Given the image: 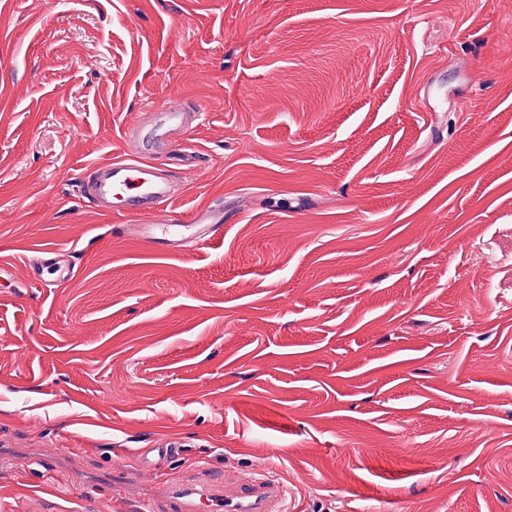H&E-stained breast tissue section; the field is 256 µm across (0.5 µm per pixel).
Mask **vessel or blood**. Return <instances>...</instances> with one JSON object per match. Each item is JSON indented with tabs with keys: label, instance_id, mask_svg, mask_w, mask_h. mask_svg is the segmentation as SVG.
I'll return each instance as SVG.
<instances>
[{
	"label": "vessel or blood",
	"instance_id": "vessel-or-blood-1",
	"mask_svg": "<svg viewBox=\"0 0 512 512\" xmlns=\"http://www.w3.org/2000/svg\"><path fill=\"white\" fill-rule=\"evenodd\" d=\"M159 112L162 119L148 134L158 153L172 148L174 133L183 129L188 121L187 113L173 107H160ZM95 170V177L87 185L89 195L104 207L112 208L114 214L150 216V223L139 227L146 240L156 242L157 232L165 233L178 226L179 221L174 216L156 214L160 205L175 197L171 179L158 165L133 156L96 165ZM223 228V211L204 207L187 225L184 240L195 244L205 242L220 234ZM46 272L64 282L73 277L74 268L50 260L30 267V275L36 280ZM135 488L134 471L123 464L113 465V497L132 504L136 512H288L284 485L263 471L235 480L221 491L180 480L162 484L153 497L136 496Z\"/></svg>",
	"mask_w": 512,
	"mask_h": 512
}]
</instances>
